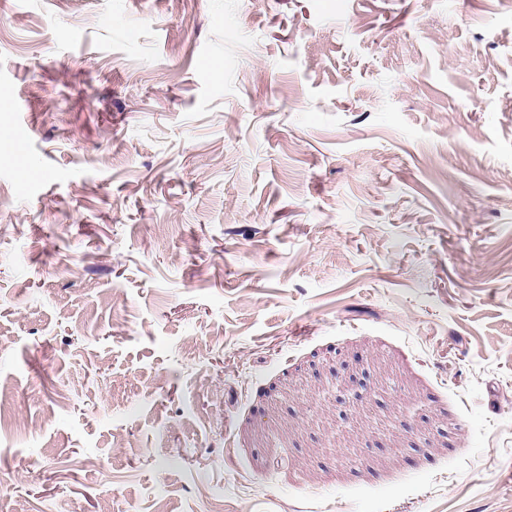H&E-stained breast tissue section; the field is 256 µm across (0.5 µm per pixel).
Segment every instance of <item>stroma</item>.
I'll list each match as a JSON object with an SVG mask.
<instances>
[{"mask_svg":"<svg viewBox=\"0 0 512 512\" xmlns=\"http://www.w3.org/2000/svg\"><path fill=\"white\" fill-rule=\"evenodd\" d=\"M19 124L0 512H512L502 0H0Z\"/></svg>","mask_w":512,"mask_h":512,"instance_id":"obj_1","label":"stroma"}]
</instances>
